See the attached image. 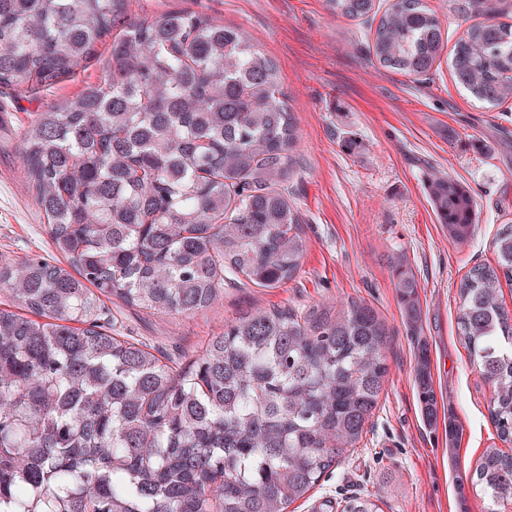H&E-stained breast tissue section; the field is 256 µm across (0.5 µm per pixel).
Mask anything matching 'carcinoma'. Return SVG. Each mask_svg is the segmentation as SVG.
Segmentation results:
<instances>
[{
    "instance_id": "1",
    "label": "carcinoma",
    "mask_w": 512,
    "mask_h": 512,
    "mask_svg": "<svg viewBox=\"0 0 512 512\" xmlns=\"http://www.w3.org/2000/svg\"><path fill=\"white\" fill-rule=\"evenodd\" d=\"M378 19L369 52L423 76L448 41L426 0H326ZM508 0H458L484 17L453 45L456 81L480 102L512 98ZM109 42L103 76L37 114L20 153L55 255L0 265V512H286L362 440L389 366L390 331L361 300L247 310L187 366L100 324L105 301L185 316L224 282L275 288L306 241L287 182L297 127L275 62L205 12L131 16L130 0H0V86L73 75ZM428 194L448 238L468 241L476 202L452 176ZM496 265L460 282L457 334L494 387L488 448L469 483L486 512L512 509V225ZM407 325L422 311L411 270L393 267ZM414 381L437 417L427 341ZM341 512H382L376 496Z\"/></svg>"
}]
</instances>
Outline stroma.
Returning a JSON list of instances; mask_svg holds the SVG:
<instances>
[{
    "instance_id": "obj_1",
    "label": "stroma",
    "mask_w": 512,
    "mask_h": 512,
    "mask_svg": "<svg viewBox=\"0 0 512 512\" xmlns=\"http://www.w3.org/2000/svg\"><path fill=\"white\" fill-rule=\"evenodd\" d=\"M175 10L222 17L275 60L298 126L288 194L304 224L306 251L296 276L279 287H228L189 317L149 314L115 300L105 323L185 365L244 309L366 301L392 332L378 407L358 448L288 512H322L324 503L369 494L380 498L383 512H483V499L472 490L459 493L457 484L499 443L489 415L494 388L460 343L456 312L462 277L494 262L495 233L512 223V99L496 107L476 101L444 62L423 77L380 67L368 53L369 21L333 16L324 0H134L131 6L136 16ZM101 76L93 59L48 88H0V264L53 252L20 163L22 133L37 112ZM349 134L357 151L341 146ZM448 174L477 202L475 232L464 243L442 230L427 192L430 179ZM398 262L419 282L438 397L431 426L414 384L415 338L394 288Z\"/></svg>"
}]
</instances>
